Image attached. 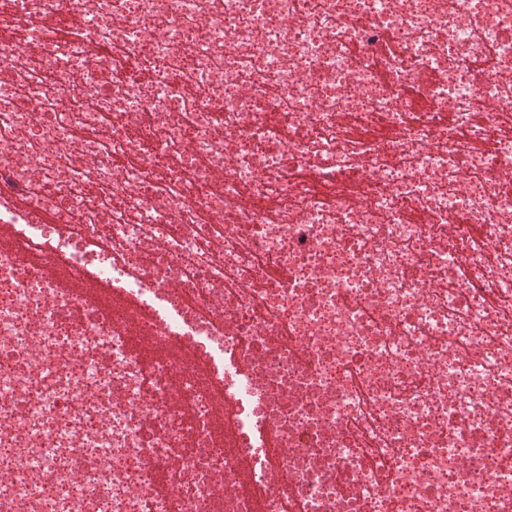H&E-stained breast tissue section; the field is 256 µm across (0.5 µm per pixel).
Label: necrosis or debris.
<instances>
[{"instance_id": "obj_1", "label": "necrosis or debris", "mask_w": 512, "mask_h": 512, "mask_svg": "<svg viewBox=\"0 0 512 512\" xmlns=\"http://www.w3.org/2000/svg\"><path fill=\"white\" fill-rule=\"evenodd\" d=\"M0 28V222L138 300L0 251V512H512V0ZM61 276L74 294L96 306L110 305L117 316L121 315L127 298L124 288L106 286L91 276L71 277L64 273Z\"/></svg>"}]
</instances>
